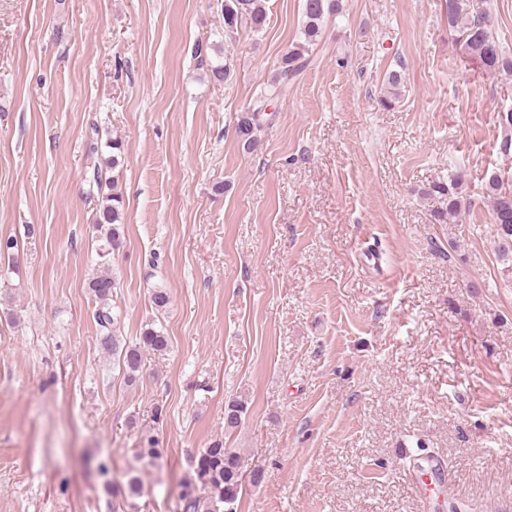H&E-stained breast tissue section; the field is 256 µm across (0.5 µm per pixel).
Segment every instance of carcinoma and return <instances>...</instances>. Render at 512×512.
<instances>
[{"label": "carcinoma", "instance_id": "1", "mask_svg": "<svg viewBox=\"0 0 512 512\" xmlns=\"http://www.w3.org/2000/svg\"><path fill=\"white\" fill-rule=\"evenodd\" d=\"M448 26L457 36L456 42L462 54L476 60L491 75L512 76V56L505 53L489 28L487 13H472L464 0H446ZM224 33L232 35L243 24L259 34L264 30L267 12L266 0H224L222 4ZM329 17H343V0H304L303 21L300 37L280 56L278 68L249 105V111L235 116L234 132L242 148L254 152L260 146L257 137L272 102L281 89L296 79L309 65L312 47L323 38L324 22ZM404 81L399 70L389 71L378 92V103L385 109H392L401 102ZM501 124L506 131L499 143L500 153L512 156V111L500 113ZM469 181L468 171L455 168L447 178H440L430 184L428 195H440L447 201L446 208L434 214V220L445 223L448 219L460 218L468 207L464 190ZM88 182L101 190L99 218L96 226L105 232V244L100 246L99 258L109 261V256L121 244L122 195L115 191V183H108V191H103L102 170L93 169ZM483 194L492 211L496 226L495 241L498 257L512 268V173L493 172L484 177ZM88 288L95 303L94 320L98 326V338L102 350L112 355L118 362L124 383H136L143 364V352L162 351L168 346L165 330L155 324H147L139 342L126 346L120 343L122 317L115 306L114 293L117 283L108 270L93 277ZM246 413L244 403L231 400L224 408V421L227 430L237 428ZM159 441L149 430L141 431L140 446L136 456L150 463L161 458ZM243 483L240 460L224 448V441L215 440L195 456L191 473L179 484L177 509L179 512H236L235 503ZM125 506L137 509L135 498L140 495V480L131 477L123 489Z\"/></svg>", "mask_w": 512, "mask_h": 512}]
</instances>
